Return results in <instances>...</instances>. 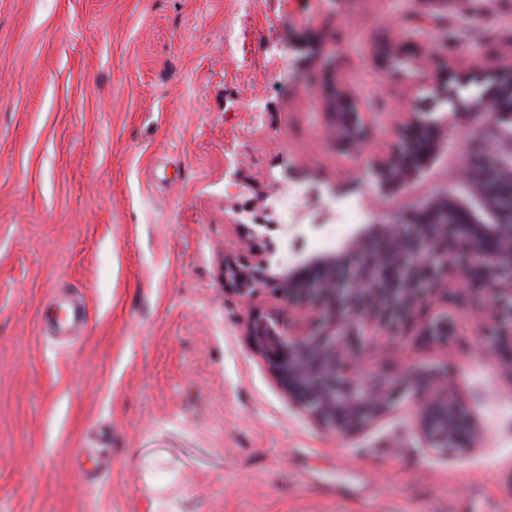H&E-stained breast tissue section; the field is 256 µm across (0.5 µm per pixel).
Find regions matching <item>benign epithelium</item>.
Returning <instances> with one entry per match:
<instances>
[{
  "label": "benign epithelium",
  "instance_id": "obj_1",
  "mask_svg": "<svg viewBox=\"0 0 512 512\" xmlns=\"http://www.w3.org/2000/svg\"><path fill=\"white\" fill-rule=\"evenodd\" d=\"M437 23L422 19L420 32L437 52L448 55L452 37L436 34ZM385 83L410 85L402 123L407 136L368 159L363 177L384 196L408 188L421 174L419 157L429 134L476 120L482 128L480 166L464 159L448 189L418 212L394 214L384 224L354 230L336 248L296 250L285 273L271 246L224 262V277L251 300L270 285L288 282V303L310 317L309 335H288L281 321L256 320L250 328L284 384L288 400L325 427L358 432L395 408L414 405L425 447L452 457L479 435L466 403L448 390V373L433 384L414 369L393 375L368 369V345L396 340L435 300L470 297L490 318L487 347L512 344V60L487 71L476 65L453 84L420 65L413 73L386 70ZM336 142L351 150L368 139L370 113L350 109L342 97H325ZM431 336L448 333V316L423 321Z\"/></svg>",
  "mask_w": 512,
  "mask_h": 512
}]
</instances>
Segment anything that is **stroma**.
<instances>
[{
    "instance_id": "stroma-1",
    "label": "stroma",
    "mask_w": 512,
    "mask_h": 512,
    "mask_svg": "<svg viewBox=\"0 0 512 512\" xmlns=\"http://www.w3.org/2000/svg\"><path fill=\"white\" fill-rule=\"evenodd\" d=\"M422 15L456 41L449 81L512 55V0H0V512H512V346L486 348L479 310L436 304L447 335L370 352L447 371L481 434L445 459L408 404L356 435L315 425L246 332L287 300L224 279L246 224L288 262L347 239L327 187L394 136L389 45L442 63ZM331 91L371 105L363 153L328 137ZM480 135L437 130L420 181L364 192L361 223L436 196ZM291 183L300 239L266 205ZM62 295L87 326L58 345Z\"/></svg>"
}]
</instances>
